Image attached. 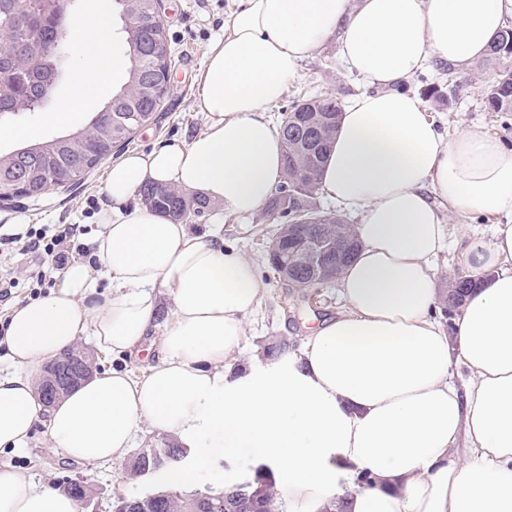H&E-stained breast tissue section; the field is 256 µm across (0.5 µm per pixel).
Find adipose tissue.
Instances as JSON below:
<instances>
[{"mask_svg":"<svg viewBox=\"0 0 512 512\" xmlns=\"http://www.w3.org/2000/svg\"><path fill=\"white\" fill-rule=\"evenodd\" d=\"M511 22L512 0H246L195 79L207 131L113 162L90 259L0 328V449L28 447L39 425L68 458L111 464L139 432L158 431L200 465L247 449L281 482L288 512L331 501L343 512H512V150L478 129L443 138L399 89L433 60L467 69ZM332 38L366 86L343 109L319 187L358 217L338 280L344 308L300 354L243 363L244 320L263 293L251 261L215 230L132 198L167 186L236 215L263 208L284 177L266 108ZM69 39L79 66L49 117L57 125L112 79L105 8L78 18ZM449 214L508 221L463 247L474 285L446 328L432 259ZM159 327L161 354L142 376L103 371L42 404L38 384L65 349L88 339L131 355ZM0 512L80 508L6 467Z\"/></svg>","mask_w":512,"mask_h":512,"instance_id":"obj_1","label":"adipose tissue"}]
</instances>
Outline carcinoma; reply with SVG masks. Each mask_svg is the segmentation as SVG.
<instances>
[{"instance_id":"obj_1","label":"carcinoma","mask_w":512,"mask_h":512,"mask_svg":"<svg viewBox=\"0 0 512 512\" xmlns=\"http://www.w3.org/2000/svg\"><path fill=\"white\" fill-rule=\"evenodd\" d=\"M158 0H112L111 7L121 19L122 38L130 59L128 78L101 110L82 129L8 153H0V188L21 183L20 197L32 188L43 194L50 188H65L82 181L84 176L117 147L127 145L134 134L149 123L163 96L159 85L167 77L171 65V47L158 15ZM81 8V0H42L38 10L19 22L13 0H0V110L27 109L50 90L55 75H65L67 58L55 57L43 50L49 44L68 40L70 20ZM489 57L501 68L495 81L483 94L488 112H512V26L501 32L489 51ZM342 103L336 97H303L294 100L280 126L286 176L269 202L273 219L285 218L305 210L310 222L288 229L284 223L277 229L280 249L293 254L294 238L301 232L320 235L338 246L339 265L349 260L353 230L341 215L319 212L311 208L310 199L319 191L320 176L326 152L338 129ZM143 203L160 209L177 221L200 216L206 201L192 199L171 187H152L142 191ZM471 279L454 278L448 295L441 303L446 315L459 311L464 290ZM52 365L58 378H45L41 383L44 401L50 403L57 388L73 368L91 374L93 360L84 348L64 351ZM184 458V450L174 445L158 449L149 457L135 458L129 475L139 477L149 472L176 467ZM84 505L95 494L92 486L68 488V480L55 484ZM135 512H279L277 498L266 472L258 468L248 486L231 481L220 490L185 495L174 487H164L133 507Z\"/></svg>"}]
</instances>
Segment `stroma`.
<instances>
[{
  "instance_id": "1",
  "label": "stroma",
  "mask_w": 512,
  "mask_h": 512,
  "mask_svg": "<svg viewBox=\"0 0 512 512\" xmlns=\"http://www.w3.org/2000/svg\"><path fill=\"white\" fill-rule=\"evenodd\" d=\"M162 4V21L172 50L171 87L153 120L129 143L132 151L147 152L160 141L188 140L204 131L207 116L193 107L195 76L206 61L210 44L223 35L225 24L242 8L244 0H162ZM74 73V65H67L65 77L50 92L46 112L17 118L15 126L39 128V138L43 141L69 133V126L47 123L46 115L55 112L67 97ZM495 73V64L484 58L464 72L452 73L446 66L435 63L407 80L405 89L421 97L426 112L443 137L451 138L465 128L479 126L512 147V112L485 111L482 101V94ZM450 81L455 84V94L443 105L422 98L425 85ZM362 89L359 79L340 59L335 41L330 40L314 58L303 64L298 76L288 82L284 95L269 106L267 117L273 124H281L291 102L306 92L333 96L344 102ZM107 172V164L102 163L77 186L52 188L37 198L1 200L0 229L10 233L20 224H77L84 229L81 242L90 243L100 229L96 208L106 201L103 185ZM214 223L220 226L225 246L253 263L264 286L259 305L245 320L241 360H273L301 351L311 330L341 311L337 287L291 288L274 276L266 261V250L278 224L265 211L225 215L212 206L194 219L190 227L196 230ZM128 466L125 460L101 465L68 459L62 453L47 449L39 436L27 448L0 454V467H13L46 482L63 476H87L97 490L100 512H108L115 498L130 492L125 485ZM254 471V460L239 451L198 468L187 491L192 494L209 487L218 489L224 483L251 477Z\"/></svg>"
}]
</instances>
